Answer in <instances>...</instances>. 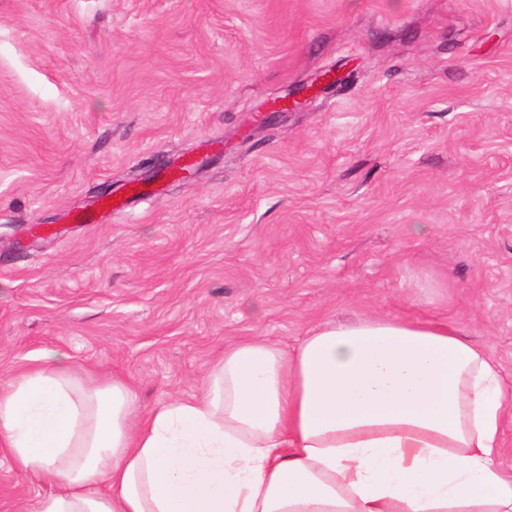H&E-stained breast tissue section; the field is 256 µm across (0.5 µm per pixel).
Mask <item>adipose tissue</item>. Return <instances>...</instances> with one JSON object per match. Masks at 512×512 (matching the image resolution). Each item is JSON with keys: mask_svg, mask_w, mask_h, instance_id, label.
<instances>
[{"mask_svg": "<svg viewBox=\"0 0 512 512\" xmlns=\"http://www.w3.org/2000/svg\"><path fill=\"white\" fill-rule=\"evenodd\" d=\"M49 361L0 379V461L50 486L36 512H512V396L441 322L247 340L140 416L122 380Z\"/></svg>", "mask_w": 512, "mask_h": 512, "instance_id": "obj_1", "label": "adipose tissue"}]
</instances>
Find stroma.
Wrapping results in <instances>:
<instances>
[{
	"label": "stroma",
	"mask_w": 512,
	"mask_h": 512,
	"mask_svg": "<svg viewBox=\"0 0 512 512\" xmlns=\"http://www.w3.org/2000/svg\"><path fill=\"white\" fill-rule=\"evenodd\" d=\"M368 315L447 322L512 393V0H0V375L54 352L146 412ZM39 492L0 463V512ZM342 77L339 71H328L321 75L316 82L301 89V93L299 92L292 96L286 95L274 100L269 107L270 117H275L278 113L286 112L289 108L295 109L300 104L301 94H314L318 89L337 85L342 80Z\"/></svg>",
	"instance_id": "35a3bbf8"
}]
</instances>
